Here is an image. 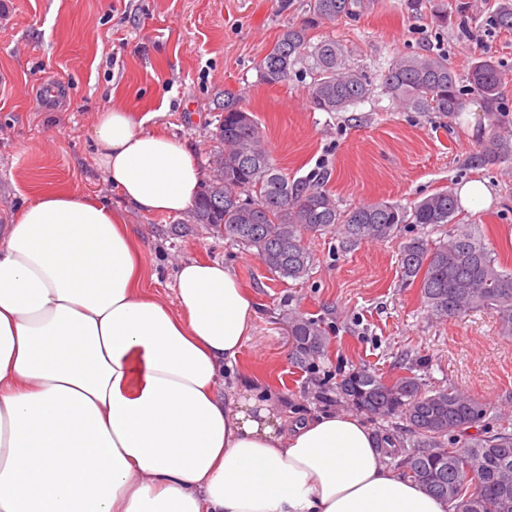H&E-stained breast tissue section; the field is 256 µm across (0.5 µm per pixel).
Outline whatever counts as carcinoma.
<instances>
[{
  "label": "carcinoma",
  "mask_w": 512,
  "mask_h": 512,
  "mask_svg": "<svg viewBox=\"0 0 512 512\" xmlns=\"http://www.w3.org/2000/svg\"><path fill=\"white\" fill-rule=\"evenodd\" d=\"M364 0H308L310 20L286 26L260 64V77L276 85L297 75L311 77L310 103L323 112H342L369 99L374 84L346 64L343 49L327 38L316 43L310 22L353 14ZM512 32V0H498L487 19ZM502 74L487 59L473 63L461 80L440 54L400 56L380 74L382 92L414 112L453 117L469 96L480 97L486 111H501ZM224 117L215 132V149L207 179L189 218L211 234L255 250L268 271L300 279L311 269L305 235L338 229L349 243L396 236L404 224L452 225L448 240L435 244L425 237L406 242L400 270L406 285L419 284L431 315L454 318L491 309L499 333L512 337V270L504 268L485 244L481 231L452 224L457 199L449 191L423 198L412 207L371 203L350 211L317 177L291 180L273 162L263 134L252 116H243L240 99L224 93ZM512 159V136L492 131L474 156V163ZM297 362L311 365L324 354L325 330L299 314L287 317ZM340 394L371 418L398 416L416 441L399 461L405 475L429 493L455 503L456 512H512V419L498 420L490 435L466 438L455 448L442 438L465 432L490 418L492 409L455 389H427L419 378L402 375L384 381L367 369L354 370L338 383Z\"/></svg>",
  "instance_id": "1"
}]
</instances>
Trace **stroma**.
Returning <instances> with one entry per match:
<instances>
[{
	"label": "stroma",
	"mask_w": 512,
	"mask_h": 512,
	"mask_svg": "<svg viewBox=\"0 0 512 512\" xmlns=\"http://www.w3.org/2000/svg\"><path fill=\"white\" fill-rule=\"evenodd\" d=\"M494 0H371L367 10L314 24L370 79L398 56L446 55L457 74L479 58L502 77L499 120L480 110L455 118L401 109L375 91L344 112L312 108L309 78L269 85L259 64L288 24L309 17L307 0H5L0 9V224L23 201L55 188L119 204L96 164L92 130L116 105L153 113L151 128L188 142L202 160L213 148L218 105L238 95L259 123L277 166L297 179L323 174L340 209L411 205L473 179L488 181L485 207L458 208L455 221L478 225L485 243L512 267V160L472 166L490 128L512 135V33L486 23ZM143 245L145 285L167 303L179 261H221L250 292L258 314L233 366L243 394L283 398L295 415L349 411L336 389L352 369L391 378L413 372L430 389L455 387L512 416V338L499 335L484 309L439 320L418 287L401 283L400 250L410 238L447 239V227L406 224L397 237L346 244L336 231L310 234L312 267L303 279L271 274L253 250L212 236L177 216L128 211ZM296 312L320 322L328 353L316 364L291 359L284 322Z\"/></svg>",
	"instance_id": "1"
}]
</instances>
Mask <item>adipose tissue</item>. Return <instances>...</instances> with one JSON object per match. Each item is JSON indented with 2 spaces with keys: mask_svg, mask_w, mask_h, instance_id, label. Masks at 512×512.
Instances as JSON below:
<instances>
[{
  "mask_svg": "<svg viewBox=\"0 0 512 512\" xmlns=\"http://www.w3.org/2000/svg\"><path fill=\"white\" fill-rule=\"evenodd\" d=\"M93 135L120 207L46 189L0 226V512H455L358 415L225 393L250 295L199 259L147 294L125 217L192 208L199 157L122 105Z\"/></svg>",
  "mask_w": 512,
  "mask_h": 512,
  "instance_id": "1",
  "label": "adipose tissue"
}]
</instances>
